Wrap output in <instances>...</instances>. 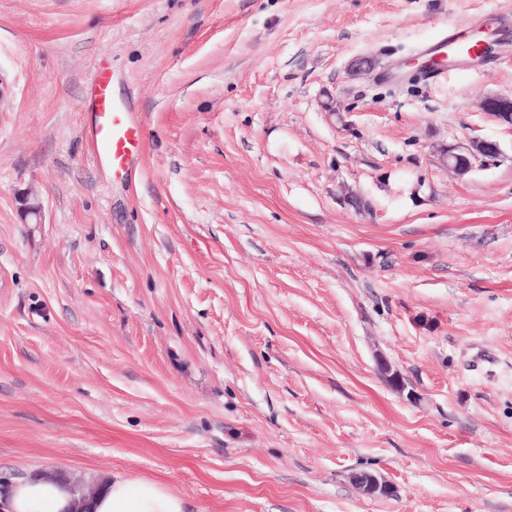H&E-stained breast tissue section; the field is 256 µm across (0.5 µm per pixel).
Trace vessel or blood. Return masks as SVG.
Returning a JSON list of instances; mask_svg holds the SVG:
<instances>
[{
    "label": "vessel or blood",
    "instance_id": "obj_1",
    "mask_svg": "<svg viewBox=\"0 0 512 512\" xmlns=\"http://www.w3.org/2000/svg\"><path fill=\"white\" fill-rule=\"evenodd\" d=\"M91 95L94 107L90 132L93 159L112 171H126L131 160L144 150L135 114L128 103L115 97L112 79L106 73L95 75Z\"/></svg>",
    "mask_w": 512,
    "mask_h": 512
}]
</instances>
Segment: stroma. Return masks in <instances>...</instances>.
I'll list each match as a JSON object with an SVG mask.
<instances>
[{"mask_svg": "<svg viewBox=\"0 0 512 512\" xmlns=\"http://www.w3.org/2000/svg\"><path fill=\"white\" fill-rule=\"evenodd\" d=\"M474 19L505 46L390 79ZM101 67L142 127L128 177L85 136ZM494 94L512 0H0V476L123 473L187 512H512ZM483 139L501 156L448 170ZM480 142V151L479 153H476L472 151V147L469 145L468 147H460V146H449L448 147V169L451 171L461 174L466 171H468L471 168L472 161L466 159V157L463 155V153L472 154L473 157L477 155H481L483 157L488 158H496L500 155L501 149L500 145L497 141L494 140H482ZM471 146V148H470ZM470 148V149H469ZM460 158V159H466L465 167H461L457 163L453 162V159Z\"/></svg>", "mask_w": 512, "mask_h": 512, "instance_id": "1", "label": "stroma"}]
</instances>
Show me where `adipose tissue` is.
Instances as JSON below:
<instances>
[{
	"instance_id": "ef3b65f1",
	"label": "adipose tissue",
	"mask_w": 512,
	"mask_h": 512,
	"mask_svg": "<svg viewBox=\"0 0 512 512\" xmlns=\"http://www.w3.org/2000/svg\"><path fill=\"white\" fill-rule=\"evenodd\" d=\"M70 483L57 470L34 472L15 480L9 512H73ZM184 500L156 481L114 474L104 478L89 512H185Z\"/></svg>"
}]
</instances>
